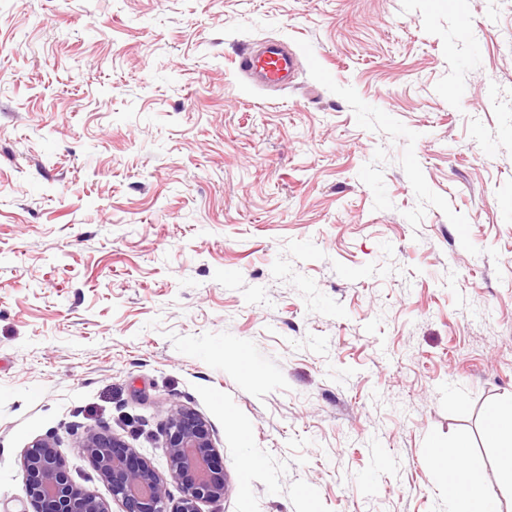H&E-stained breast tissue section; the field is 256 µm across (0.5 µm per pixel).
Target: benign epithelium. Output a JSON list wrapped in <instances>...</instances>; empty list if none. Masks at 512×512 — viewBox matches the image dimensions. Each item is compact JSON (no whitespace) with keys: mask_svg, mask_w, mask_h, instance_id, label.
<instances>
[{"mask_svg":"<svg viewBox=\"0 0 512 512\" xmlns=\"http://www.w3.org/2000/svg\"><path fill=\"white\" fill-rule=\"evenodd\" d=\"M164 435L171 475L183 492L175 503L164 478L136 449L106 428L85 434L82 448L121 512H200V503L224 499V468L216 461L206 421L179 409L169 417ZM22 470L35 512H109L103 500L69 477L51 437L38 438L26 448Z\"/></svg>","mask_w":512,"mask_h":512,"instance_id":"7a95c632","label":"benign epithelium"}]
</instances>
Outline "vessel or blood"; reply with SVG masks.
Returning a JSON list of instances; mask_svg holds the SVG:
<instances>
[{
  "label": "vessel or blood",
  "instance_id": "1",
  "mask_svg": "<svg viewBox=\"0 0 512 512\" xmlns=\"http://www.w3.org/2000/svg\"><path fill=\"white\" fill-rule=\"evenodd\" d=\"M234 64L238 72L257 79L268 88L291 84L297 70L295 54L279 41L268 42L258 51L239 52Z\"/></svg>",
  "mask_w": 512,
  "mask_h": 512
}]
</instances>
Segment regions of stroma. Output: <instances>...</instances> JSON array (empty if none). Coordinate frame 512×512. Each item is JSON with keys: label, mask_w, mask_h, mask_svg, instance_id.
<instances>
[{"label": "stroma", "mask_w": 512, "mask_h": 512, "mask_svg": "<svg viewBox=\"0 0 512 512\" xmlns=\"http://www.w3.org/2000/svg\"><path fill=\"white\" fill-rule=\"evenodd\" d=\"M0 0V512L107 428L201 512H448L512 399V0ZM288 41L261 90L233 60ZM246 351L258 377L243 374ZM259 459L255 469L243 463ZM164 435L171 475L182 486V497L173 503L166 482L151 463L125 441L106 429L88 431L82 448L107 484L121 512H201L199 504L224 499V468L206 421L188 409L171 414Z\"/></svg>", "instance_id": "obj_1"}]
</instances>
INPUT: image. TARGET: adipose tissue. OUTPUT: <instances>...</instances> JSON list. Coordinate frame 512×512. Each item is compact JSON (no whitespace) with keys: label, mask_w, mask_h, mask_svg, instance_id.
<instances>
[{"label":"adipose tissue","mask_w":512,"mask_h":512,"mask_svg":"<svg viewBox=\"0 0 512 512\" xmlns=\"http://www.w3.org/2000/svg\"><path fill=\"white\" fill-rule=\"evenodd\" d=\"M485 430L496 450L499 471L512 487V401L487 413ZM435 459L448 477V512H502L497 495L482 488L483 471L478 462L471 460L461 466L440 452Z\"/></svg>","instance_id":"adipose-tissue-1"}]
</instances>
